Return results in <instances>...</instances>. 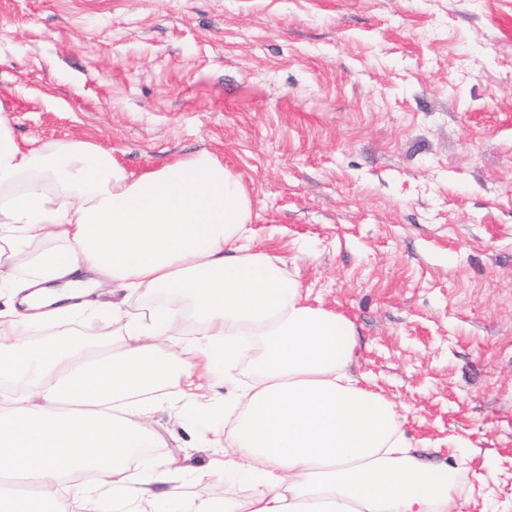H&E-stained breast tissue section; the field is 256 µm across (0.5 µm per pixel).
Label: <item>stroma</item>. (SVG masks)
<instances>
[{
	"label": "stroma",
	"mask_w": 512,
	"mask_h": 512,
	"mask_svg": "<svg viewBox=\"0 0 512 512\" xmlns=\"http://www.w3.org/2000/svg\"><path fill=\"white\" fill-rule=\"evenodd\" d=\"M0 107L137 175L222 159L462 512H512V0H0ZM196 404L168 391L134 460L185 468L165 512L246 492Z\"/></svg>",
	"instance_id": "35a3bbf8"
}]
</instances>
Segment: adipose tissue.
<instances>
[{
	"label": "adipose tissue",
	"mask_w": 512,
	"mask_h": 512,
	"mask_svg": "<svg viewBox=\"0 0 512 512\" xmlns=\"http://www.w3.org/2000/svg\"><path fill=\"white\" fill-rule=\"evenodd\" d=\"M250 202L201 150L135 175L86 140L21 147L0 113V474L30 495L0 512H159L133 467L168 389L225 384L224 463L248 493L183 512H459L457 483L415 454L392 403L357 374L352 322L310 304L252 251ZM102 295L94 304L89 294ZM112 325V352L46 323ZM200 338L183 340L188 319ZM246 363L247 385L218 380ZM121 407L114 415L113 407Z\"/></svg>",
	"instance_id": "ef3b65f1"
}]
</instances>
